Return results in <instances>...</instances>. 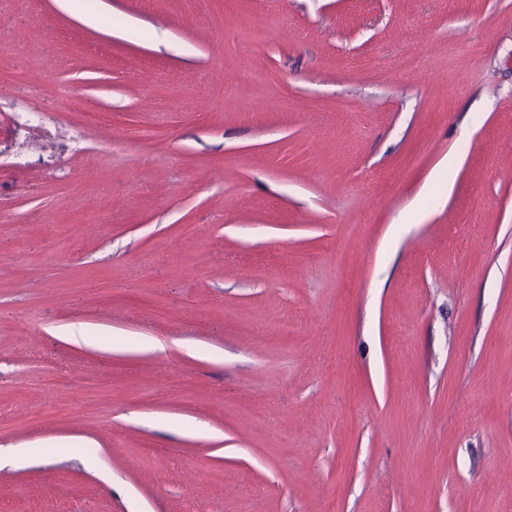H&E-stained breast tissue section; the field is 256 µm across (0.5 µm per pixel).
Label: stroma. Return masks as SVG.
Segmentation results:
<instances>
[{"mask_svg":"<svg viewBox=\"0 0 512 512\" xmlns=\"http://www.w3.org/2000/svg\"><path fill=\"white\" fill-rule=\"evenodd\" d=\"M41 447L0 512H512V0H0Z\"/></svg>","mask_w":512,"mask_h":512,"instance_id":"stroma-1","label":"stroma"}]
</instances>
